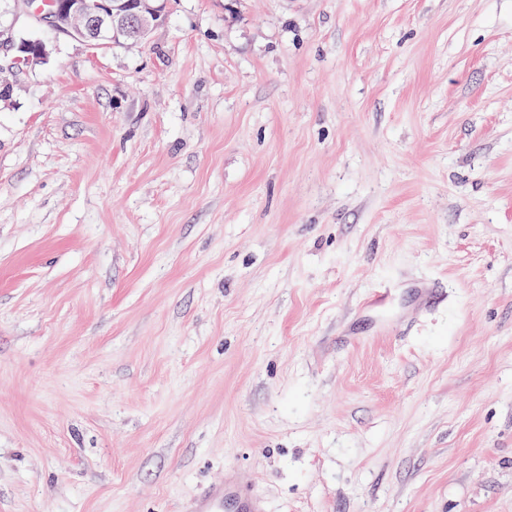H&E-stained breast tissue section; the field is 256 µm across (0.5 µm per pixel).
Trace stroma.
I'll return each mask as SVG.
<instances>
[{"label": "stroma", "mask_w": 512, "mask_h": 512, "mask_svg": "<svg viewBox=\"0 0 512 512\" xmlns=\"http://www.w3.org/2000/svg\"><path fill=\"white\" fill-rule=\"evenodd\" d=\"M235 468L512 512V0H171L0 108V512Z\"/></svg>", "instance_id": "35a3bbf8"}]
</instances>
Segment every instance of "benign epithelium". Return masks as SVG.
Returning <instances> with one entry per match:
<instances>
[{
	"label": "benign epithelium",
	"mask_w": 512,
	"mask_h": 512,
	"mask_svg": "<svg viewBox=\"0 0 512 512\" xmlns=\"http://www.w3.org/2000/svg\"><path fill=\"white\" fill-rule=\"evenodd\" d=\"M0 0V99L8 100L10 78H17L43 64L50 55L43 39L17 41L20 27L47 26L56 36L82 42L92 48L112 46V31L122 30L132 44L145 43L160 25L167 0H140L130 11L122 0Z\"/></svg>",
	"instance_id": "7a95c632"
}]
</instances>
